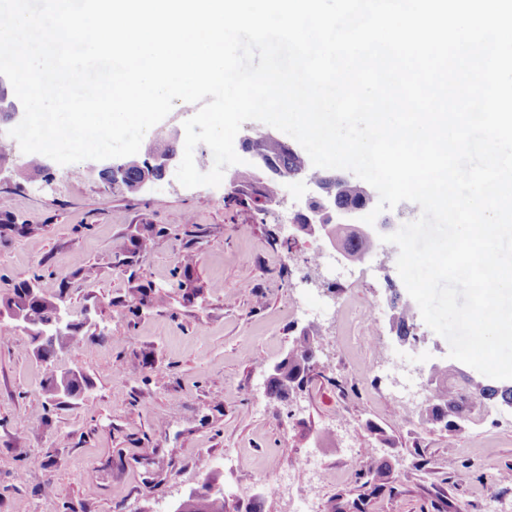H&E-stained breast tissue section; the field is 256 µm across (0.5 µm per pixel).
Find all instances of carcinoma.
<instances>
[{"label": "carcinoma", "mask_w": 512, "mask_h": 512, "mask_svg": "<svg viewBox=\"0 0 512 512\" xmlns=\"http://www.w3.org/2000/svg\"><path fill=\"white\" fill-rule=\"evenodd\" d=\"M246 142L256 146L260 153L268 158L279 161L286 176L320 181L326 172L315 173L309 167L305 158L300 154L288 152L284 142L271 138L267 133H259L246 139ZM337 197L344 204L364 202V196L357 184H344L338 188ZM343 243L353 260L362 261L372 249V243L354 235H347ZM14 306L30 322L47 323L56 312V304L43 297L28 298L25 286L14 289L11 298ZM393 327L402 337L412 335L410 315L401 308H395ZM317 341L310 335L297 337L288 354L277 364V375L272 381L271 394L280 396L289 389L302 384L304 377L301 372L314 366ZM447 392L437 394L421 405L420 415L428 423L435 424L443 415H448L446 430L457 431L465 422L467 414L472 412L469 405L471 392L454 382V374H444ZM484 401L512 400V388L484 385L475 387ZM180 512H227V502L222 492H197L190 494L180 505Z\"/></svg>", "instance_id": "1"}]
</instances>
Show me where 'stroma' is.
Segmentation results:
<instances>
[{"label":"stroma","instance_id":"stroma-1","mask_svg":"<svg viewBox=\"0 0 512 512\" xmlns=\"http://www.w3.org/2000/svg\"><path fill=\"white\" fill-rule=\"evenodd\" d=\"M0 184V300L36 280L65 306L83 343L44 359L30 335L0 319V512H173L192 492L223 490L230 512H329L386 466L366 512H512V412L476 407L458 432L406 416L392 378L366 371L356 311L379 307L381 358L429 374L447 340L415 317L417 343L390 331L385 276L368 256L332 288L303 283L310 237L287 248L275 216L236 202L228 184L187 188L175 170L141 192L106 182L105 161L28 168L6 139ZM339 314L316 321L313 304ZM320 338L318 378L290 413L264 374L303 327ZM83 374L84 393L48 400L52 372ZM390 447H378L370 425ZM358 459H350L351 450ZM319 460L310 478L273 494L276 473Z\"/></svg>","mask_w":512,"mask_h":512}]
</instances>
